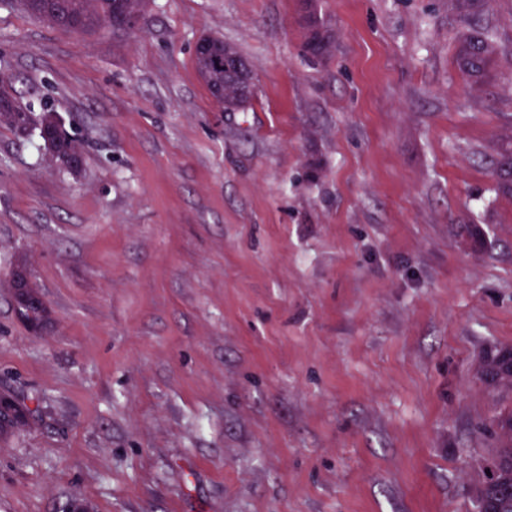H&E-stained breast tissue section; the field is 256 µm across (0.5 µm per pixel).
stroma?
<instances>
[{"label": "stroma", "instance_id": "stroma-1", "mask_svg": "<svg viewBox=\"0 0 512 512\" xmlns=\"http://www.w3.org/2000/svg\"><path fill=\"white\" fill-rule=\"evenodd\" d=\"M149 0L78 33L0 0V512H477L512 411V0ZM496 31L483 93L455 59ZM255 92L228 112L194 47ZM49 311L33 328L10 274ZM0 123L9 125L21 133H26L31 128V118L15 104L13 99L5 94H0ZM40 137L51 150L53 156L61 164L77 167L81 162L80 147L60 129L52 116H46L39 128ZM483 376L486 382L496 388L499 385L508 386L512 382V353L498 352L489 356L483 366ZM28 409L7 397L0 398V435L21 424L26 419Z\"/></svg>", "mask_w": 512, "mask_h": 512}]
</instances>
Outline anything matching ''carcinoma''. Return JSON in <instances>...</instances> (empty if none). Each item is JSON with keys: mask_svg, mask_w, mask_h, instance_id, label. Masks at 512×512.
Segmentation results:
<instances>
[{"mask_svg": "<svg viewBox=\"0 0 512 512\" xmlns=\"http://www.w3.org/2000/svg\"><path fill=\"white\" fill-rule=\"evenodd\" d=\"M147 0H20L28 14L74 32H86L103 25L116 10L133 17H140ZM481 0H454L459 19L472 22V10L479 7ZM499 44L493 29L486 27L472 35L461 36L457 52V66L474 93L482 91L486 73ZM240 57V54L220 38H207V47L196 53V66L208 89L224 90V109L234 110L242 106L252 95V84H243L232 68H224V55ZM0 123L9 125L21 133L31 128L27 112L15 104L13 99L0 94ZM40 137L61 164L76 167L81 162L80 147L60 129L52 116L45 117L40 125ZM33 289L28 296L16 294L22 317L34 325L40 324L45 316L41 303L33 299ZM483 376L492 387L512 383V353L498 352L487 358ZM28 410L17 401L0 398V434L16 427L26 419ZM500 436L501 446L495 455L487 459L493 469V476H485L481 482L482 496L476 498L478 512H512V413L501 414L493 420Z\"/></svg>", "mask_w": 512, "mask_h": 512, "instance_id": "carcinoma-1", "label": "carcinoma"}]
</instances>
